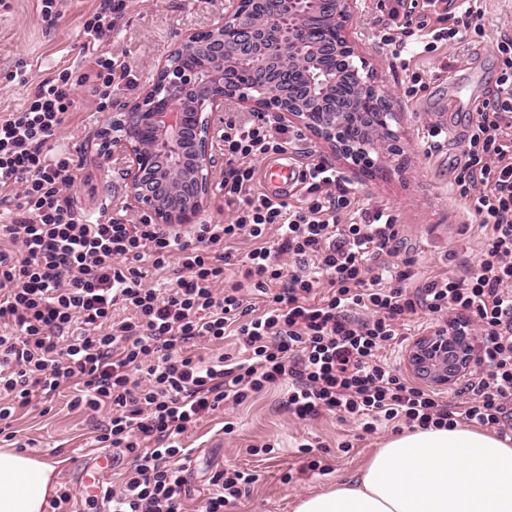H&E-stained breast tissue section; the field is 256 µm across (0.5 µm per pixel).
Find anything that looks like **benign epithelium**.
Returning <instances> with one entry per match:
<instances>
[{
  "mask_svg": "<svg viewBox=\"0 0 512 512\" xmlns=\"http://www.w3.org/2000/svg\"><path fill=\"white\" fill-rule=\"evenodd\" d=\"M360 0H224V15L203 31H189L158 63L156 78L132 104L112 113L105 129L128 158L127 188L155 223L187 226L209 207L219 157L213 145L224 101L269 112L309 133L333 154L356 165L376 153L396 154L399 113L375 81L373 69L349 39ZM350 60L353 94L336 95L341 75L319 67L324 59ZM254 64L252 80L237 66ZM316 81L288 91L297 69ZM275 88L288 104L269 107ZM474 332L436 329L415 339L405 354L422 382L452 388L471 372Z\"/></svg>",
  "mask_w": 512,
  "mask_h": 512,
  "instance_id": "benign-epithelium-1",
  "label": "benign epithelium"
}]
</instances>
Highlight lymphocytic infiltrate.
<instances>
[{
  "label": "lymphocytic infiltrate",
  "instance_id": "1",
  "mask_svg": "<svg viewBox=\"0 0 512 512\" xmlns=\"http://www.w3.org/2000/svg\"><path fill=\"white\" fill-rule=\"evenodd\" d=\"M125 0H100L82 21L83 58L32 79L26 102L0 118V188H16L0 223V435L17 410L72 384L70 402L106 413L96 437L133 454L134 467L106 488L108 512H185L183 436L226 404L278 384L301 420L336 414L364 433L380 425L512 432V33H499L496 90L463 141L457 193L485 230L469 276L414 283V261L373 270L393 254L400 226L389 207L356 208L348 179L308 162L305 198L255 190L256 159L297 150L301 136L270 118L224 127L226 224L180 235L144 219L94 221L69 189L72 153L58 133L75 88L107 94L130 67L104 51ZM477 0H392L380 41L393 59L425 55L481 34ZM249 241L244 258L232 246ZM239 265L241 280L225 269ZM251 293H244V281ZM475 322L483 344L461 402L400 378L380 357L414 316ZM235 333L239 357H196L189 346ZM255 475L216 471L200 512H230Z\"/></svg>",
  "mask_w": 512,
  "mask_h": 512
}]
</instances>
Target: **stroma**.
<instances>
[{
    "mask_svg": "<svg viewBox=\"0 0 512 512\" xmlns=\"http://www.w3.org/2000/svg\"><path fill=\"white\" fill-rule=\"evenodd\" d=\"M365 2L363 13L353 22V36L363 43L362 53L379 84L403 113L404 152L399 165L347 172L356 202L363 208L390 207L402 226L397 251L380 257V264L413 257L419 282L462 272L475 261L484 232L465 213L454 178L471 114L482 108L500 72L490 44L500 31L512 29V0H480L482 32L471 43L441 47L412 58L406 66L387 55L376 40L390 0ZM97 4L98 0H59V18L48 19L40 10V0H0V118L18 109L29 93L28 87L12 81L13 71L26 69L36 79L80 59V24ZM223 11L224 0H126L105 49L132 68L137 82L115 80L113 105L137 100L154 78L155 62L186 30L208 27ZM416 77L426 88L411 98L405 91ZM75 98L76 108L58 138L59 145L80 162L71 194L88 213L139 222L146 212L127 197L126 158L116 152L98 154L97 134L111 118V108H101L98 92L89 87L76 88ZM435 125L452 128L454 137L433 143L428 132ZM285 393L280 386L241 406H225L184 437V447L194 451L184 474L190 504L203 498L216 471L234 466L256 474L257 480L232 512H294L300 497L351 482L394 433L393 427L382 426L363 435L353 421L333 414L298 420L282 406ZM70 398V390L63 388L53 397L49 413L37 407L19 410L12 423L17 433L14 443L24 453L58 460L53 486L70 487L74 512H104L102 495L85 486V474L99 471L102 486H110L116 473L133 465L134 457L96 447L92 422L70 409ZM228 419L235 423L230 435L224 432ZM346 441L351 447L345 452L341 445ZM303 443L319 447L326 472L298 475L303 462L298 447ZM289 473L294 476L290 482L285 479Z\"/></svg>",
    "mask_w": 512,
    "mask_h": 512,
    "instance_id": "obj_1",
    "label": "stroma"
}]
</instances>
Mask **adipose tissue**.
Here are the masks:
<instances>
[{"label":"adipose tissue","mask_w":512,"mask_h":512,"mask_svg":"<svg viewBox=\"0 0 512 512\" xmlns=\"http://www.w3.org/2000/svg\"><path fill=\"white\" fill-rule=\"evenodd\" d=\"M56 466L0 448V512H44ZM295 512H512V442L463 425L403 432Z\"/></svg>","instance_id":"obj_1"}]
</instances>
